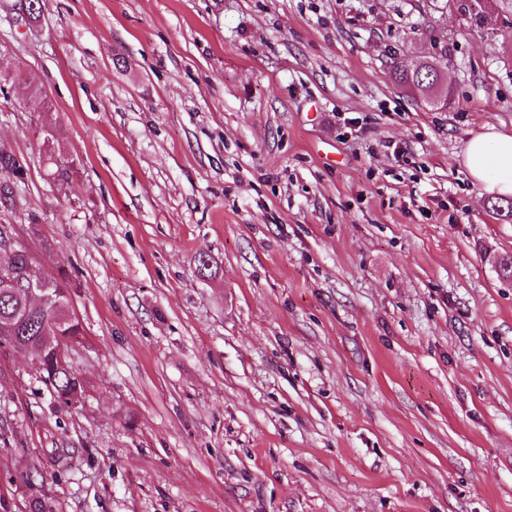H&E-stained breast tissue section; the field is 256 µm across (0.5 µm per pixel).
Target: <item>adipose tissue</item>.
Instances as JSON below:
<instances>
[{
  "instance_id": "1",
  "label": "adipose tissue",
  "mask_w": 512,
  "mask_h": 512,
  "mask_svg": "<svg viewBox=\"0 0 512 512\" xmlns=\"http://www.w3.org/2000/svg\"><path fill=\"white\" fill-rule=\"evenodd\" d=\"M463 164L488 194L512 198V134L487 127L467 142Z\"/></svg>"
}]
</instances>
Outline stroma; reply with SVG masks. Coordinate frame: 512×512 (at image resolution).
<instances>
[{"mask_svg": "<svg viewBox=\"0 0 512 512\" xmlns=\"http://www.w3.org/2000/svg\"><path fill=\"white\" fill-rule=\"evenodd\" d=\"M464 2L0 0V224L86 386L0 350V512H512V218L462 163L512 132V0ZM394 75L395 79L399 83H402L404 85L408 84L411 80L413 83L422 86L421 90H419V94L426 100L431 99L433 96H436V93L440 92L441 87L442 93H448V88L445 87L443 81L441 87H435V85L437 84V77L435 75H433L431 79L423 80L419 78L418 74L415 73L413 70L403 68L402 65L398 63H396ZM40 364L43 367L39 371L40 378L47 386L51 383L54 390L52 395L58 409L70 410L69 401L74 399L79 401L80 398H84L85 386L83 381L77 377L71 367L63 368L56 363L52 348L44 350Z\"/></svg>", "mask_w": 512, "mask_h": 512, "instance_id": "obj_1", "label": "stroma"}]
</instances>
